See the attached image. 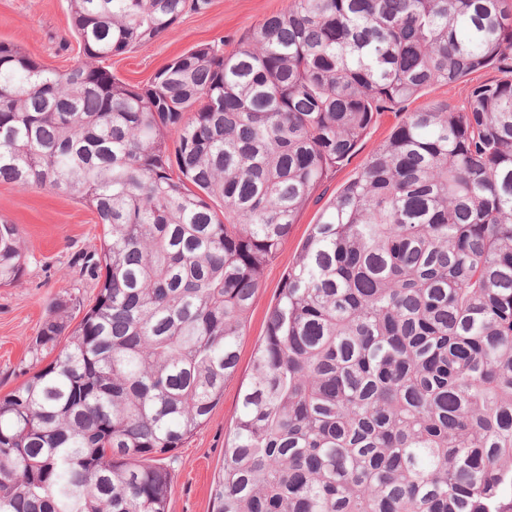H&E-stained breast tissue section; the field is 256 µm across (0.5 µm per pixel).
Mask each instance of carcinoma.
<instances>
[{
	"label": "carcinoma",
	"mask_w": 512,
	"mask_h": 512,
	"mask_svg": "<svg viewBox=\"0 0 512 512\" xmlns=\"http://www.w3.org/2000/svg\"><path fill=\"white\" fill-rule=\"evenodd\" d=\"M208 0H70L84 61L0 41V181L102 224L97 293L0 397V512H168L266 264L386 104L512 58V0H288L145 87L102 62ZM25 252L0 221V288ZM213 512H512V78L411 112L322 210L240 396Z\"/></svg>",
	"instance_id": "1"
}]
</instances>
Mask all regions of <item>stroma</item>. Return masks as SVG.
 Listing matches in <instances>:
<instances>
[{
  "instance_id": "obj_1",
  "label": "stroma",
  "mask_w": 512,
  "mask_h": 512,
  "mask_svg": "<svg viewBox=\"0 0 512 512\" xmlns=\"http://www.w3.org/2000/svg\"><path fill=\"white\" fill-rule=\"evenodd\" d=\"M288 0H211L201 12L185 13L151 43L113 56L106 65L131 85L147 83L178 56L200 44H220L232 52L265 18ZM0 41L17 45L48 68L65 71L80 58L71 28L69 0H0ZM498 68L476 71L453 85L426 88L406 110L378 116L348 163L331 173L300 211L282 249L264 270L251 316L238 344L239 364L224 385V398L200 431L177 449L166 464L173 475L169 512H211V486L224 460L239 402L252 375L255 351L265 334L284 274L295 263L302 241L322 209L364 167L377 145L386 141L407 112L462 105L475 85L501 78ZM0 220L18 225L25 246L20 281L0 288V397L12 391L36 363L34 343L60 298L90 303L95 280L90 256L99 250L102 226L75 196L48 187L0 182Z\"/></svg>"
}]
</instances>
